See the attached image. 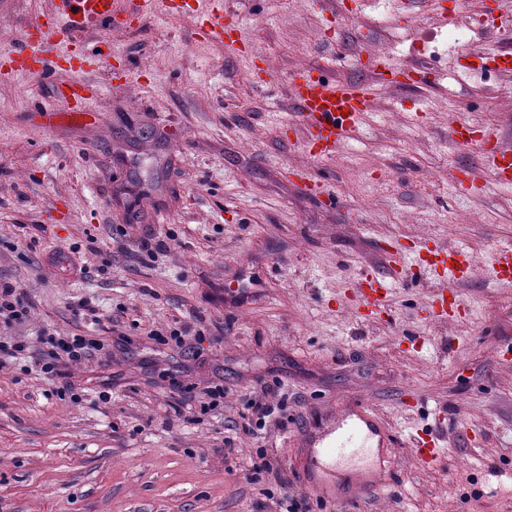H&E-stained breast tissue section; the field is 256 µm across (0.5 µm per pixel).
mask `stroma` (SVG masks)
<instances>
[{
    "mask_svg": "<svg viewBox=\"0 0 512 512\" xmlns=\"http://www.w3.org/2000/svg\"><path fill=\"white\" fill-rule=\"evenodd\" d=\"M141 3L114 0L107 23L62 30L61 46L96 64L0 74V275L31 303L21 334L37 351L42 329L87 333L107 351L57 383L23 360L0 365V512H280L282 489L252 471L261 450L310 512H512V288L487 273L512 244V185L448 183L450 168L483 171L449 147V118L512 126L498 40L396 16L394 0H187L175 16ZM59 5L0 0V56ZM217 6L250 50L208 36ZM378 40L393 64L425 60L439 80L380 87L337 155L309 157L294 72L367 79ZM478 43L486 59L471 57ZM75 82L93 88L76 106L60 95ZM295 165L329 200L304 191ZM429 237L475 261L455 321L426 317ZM153 238L164 248L141 250ZM388 239L404 248L395 276L377 251ZM366 271L390 285L372 319L349 298ZM180 325L185 347L161 341ZM216 385L223 399L201 413ZM261 396L275 413L258 442L243 428ZM353 401L399 444L371 459L390 481L361 489L352 471L339 494L302 475V438ZM438 414L447 431L427 467L409 437Z\"/></svg>",
    "mask_w": 512,
    "mask_h": 512,
    "instance_id": "1",
    "label": "stroma"
}]
</instances>
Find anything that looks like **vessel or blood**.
Wrapping results in <instances>:
<instances>
[{"label":"vessel or blood","instance_id":"obj_1","mask_svg":"<svg viewBox=\"0 0 512 512\" xmlns=\"http://www.w3.org/2000/svg\"><path fill=\"white\" fill-rule=\"evenodd\" d=\"M60 16L35 23L24 36L22 47L9 56L0 72L24 71L36 77H49L58 65L54 54V37L59 19L71 28L109 20L112 0H60ZM487 9L501 24L500 39L512 40V0H489ZM375 67L370 79L353 81L304 71L291 82V103L305 130L304 151L317 159L338 152L348 133L361 123L377 101V85L421 88L432 84L438 72L431 65L415 63L392 67L387 52L374 54ZM448 143L468 149L480 157L495 185L512 184V138L497 130L466 122L451 121ZM432 265L442 268L446 280L440 281L430 304L429 317L434 322L447 321L461 312L456 301L457 284L466 282L474 267L467 251L451 250L432 243L428 248ZM491 274L500 283L512 284V245L500 248L491 263ZM388 290L382 279L362 275L358 282L356 305L362 317L371 318L387 309ZM393 447L394 438L366 404H358L350 415L333 416L327 428L309 442L313 470L329 476L339 475L343 465L359 459L373 446Z\"/></svg>","mask_w":512,"mask_h":512}]
</instances>
